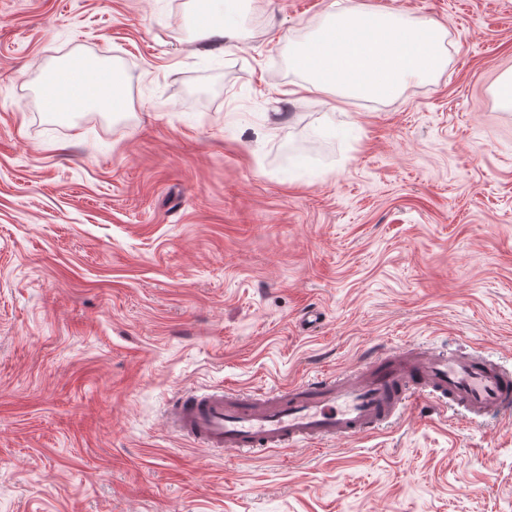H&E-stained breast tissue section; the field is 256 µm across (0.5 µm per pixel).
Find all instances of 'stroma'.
I'll return each instance as SVG.
<instances>
[{
    "label": "stroma",
    "instance_id": "obj_1",
    "mask_svg": "<svg viewBox=\"0 0 512 512\" xmlns=\"http://www.w3.org/2000/svg\"><path fill=\"white\" fill-rule=\"evenodd\" d=\"M327 2L243 0L223 42L191 0H0V512H512V416L424 398L256 457L166 426L184 390L376 348L512 374V0H360L431 18L448 64L338 115L293 92ZM80 57L125 111L47 112Z\"/></svg>",
    "mask_w": 512,
    "mask_h": 512
}]
</instances>
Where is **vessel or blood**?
Instances as JSON below:
<instances>
[{"mask_svg":"<svg viewBox=\"0 0 512 512\" xmlns=\"http://www.w3.org/2000/svg\"><path fill=\"white\" fill-rule=\"evenodd\" d=\"M425 394L476 417L512 413V376L479 358L377 350L348 374L317 373L284 392H183L165 419L172 433L197 447L256 454L359 437L405 416Z\"/></svg>","mask_w":512,"mask_h":512,"instance_id":"vessel-or-blood-1","label":"vessel or blood"}]
</instances>
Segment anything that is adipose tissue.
Returning <instances> with one entry per match:
<instances>
[{
    "label": "adipose tissue",
    "instance_id": "ef3b65f1",
    "mask_svg": "<svg viewBox=\"0 0 512 512\" xmlns=\"http://www.w3.org/2000/svg\"><path fill=\"white\" fill-rule=\"evenodd\" d=\"M241 0H196V37L200 40L236 34ZM49 110L56 114L120 112L125 88L118 68L85 59L52 71L44 81Z\"/></svg>",
    "mask_w": 512,
    "mask_h": 512
}]
</instances>
